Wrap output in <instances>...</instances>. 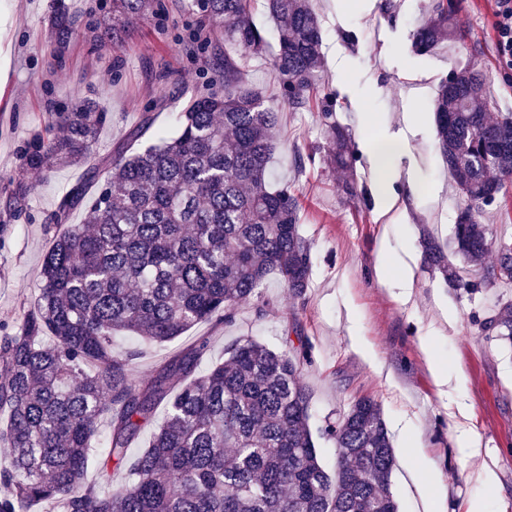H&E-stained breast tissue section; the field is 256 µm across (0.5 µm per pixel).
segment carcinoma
Listing matches in <instances>:
<instances>
[{"instance_id": "1", "label": "carcinoma", "mask_w": 512, "mask_h": 512, "mask_svg": "<svg viewBox=\"0 0 512 512\" xmlns=\"http://www.w3.org/2000/svg\"><path fill=\"white\" fill-rule=\"evenodd\" d=\"M255 2L188 0L183 8L224 28L225 42L260 53L268 34L251 19ZM266 8L279 21L281 94L302 109L321 64V26L307 0H266ZM155 9L161 0H112L100 42L118 45ZM429 9L431 19L413 34L421 55L464 39L457 0H431ZM51 22L63 39L78 18L59 8ZM483 85L482 72L466 65L439 86L436 146L463 205L448 242L426 233L422 240L424 265L468 295L512 284V237L480 223L512 185V113L491 117ZM108 119L98 102L85 101L54 113L22 151L26 172L59 163H83L86 172L48 219L52 246L32 308L17 331L0 332V447L9 450L0 512H398L395 456L374 399L358 397L325 421L336 464H321L301 379L310 361L305 342L278 351L239 338L200 374L202 337L144 382L131 371L138 353L112 350L120 331L165 343L201 322L230 324L271 275L290 298L305 297L311 243L300 231V199L273 184L270 170L279 112L226 55L224 90L195 93L174 135L131 150L150 127L145 117L107 162L95 145ZM331 131L323 162L353 166L349 135L338 125ZM93 187L89 228L65 223ZM484 331L512 346L511 302L493 311ZM103 417L111 431L99 455L93 439ZM152 424L148 448L128 462V448ZM111 464L127 467L124 483L104 492L87 481L89 469L105 477Z\"/></svg>"}]
</instances>
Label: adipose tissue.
Masks as SVG:
<instances>
[{"label":"adipose tissue","mask_w":512,"mask_h":512,"mask_svg":"<svg viewBox=\"0 0 512 512\" xmlns=\"http://www.w3.org/2000/svg\"><path fill=\"white\" fill-rule=\"evenodd\" d=\"M363 151L372 174L381 204V214H389L399 203L416 197L417 187L412 178L403 176L399 160L405 151V143L397 136L382 141L363 142Z\"/></svg>","instance_id":"1"}]
</instances>
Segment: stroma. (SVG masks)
I'll return each instance as SVG.
<instances>
[{
	"instance_id": "35a3bbf8",
	"label": "stroma",
	"mask_w": 512,
	"mask_h": 512,
	"mask_svg": "<svg viewBox=\"0 0 512 512\" xmlns=\"http://www.w3.org/2000/svg\"><path fill=\"white\" fill-rule=\"evenodd\" d=\"M164 3L165 12L131 25L120 46L103 47L97 32L107 0H64L78 18L64 44L50 24L54 0H0V172L21 167L23 146L53 113L86 99L100 101L110 114L97 135V157H111L143 118L154 130H174L194 93L221 89L224 59L233 57L249 83L272 95L284 114L271 170L301 199V232L312 246L310 286L304 299L294 301L272 276L262 290L264 308L241 306L231 324L199 323L161 348L122 333L115 351H138L132 367L146 379L201 336L211 339L210 363L223 361L225 345L238 336L279 349L307 339L311 362L303 379L311 392L312 427L338 416L355 397L376 400L398 450L391 485L399 512H412L419 496L406 470L410 462L435 486L439 512H512V468L497 464L512 457V349L481 328L500 297L512 298V286L462 296L421 265L414 298L406 303L375 272L381 246L418 254L423 231L435 228L450 237L463 203L435 148L433 108L441 80L476 63L485 75L488 111L512 112V66L496 56L493 0H461L458 25L465 41L444 42L422 56L412 50V34L429 18L430 0H311L323 30V63L311 79L309 106L299 110L275 94L273 51H243L217 31L209 45L187 52L200 18L184 11L182 0ZM365 112L376 122L363 130L358 116ZM409 115L417 130L400 164L421 192L413 204L382 218L377 206L364 204L375 194L366 160L347 171L323 163L329 127H345L356 144L385 137ZM299 152L315 156V163L297 167ZM84 172V165L64 164L27 173L30 190L18 214L7 205L12 185L0 181L1 327L16 326L32 306L50 247L45 219ZM347 179L360 192L352 202L338 190ZM436 362L458 379L456 392L440 391L432 373ZM460 403L482 441L475 458L460 447ZM483 464L495 467L496 487L472 478Z\"/></svg>"
}]
</instances>
